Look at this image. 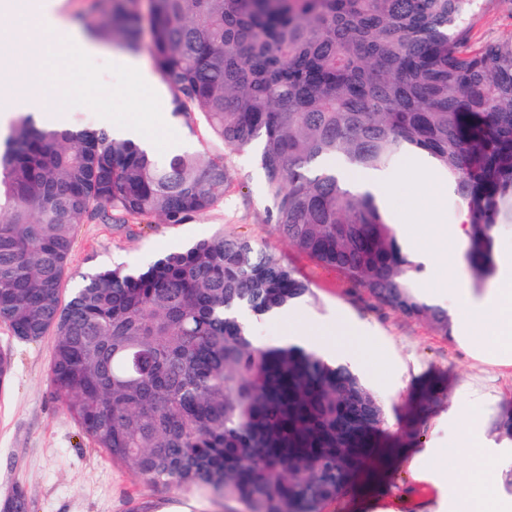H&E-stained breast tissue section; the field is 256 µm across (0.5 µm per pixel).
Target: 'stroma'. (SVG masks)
I'll return each mask as SVG.
<instances>
[{"label":"stroma","instance_id":"obj_1","mask_svg":"<svg viewBox=\"0 0 512 512\" xmlns=\"http://www.w3.org/2000/svg\"><path fill=\"white\" fill-rule=\"evenodd\" d=\"M475 39L512 38V0H476L466 20ZM171 93L162 90L161 110L179 137L177 150H196L203 157L226 156L234 179L214 209L183 224L79 225L74 234L68 287L83 274L100 268L143 266L184 249L217 231L244 235L265 244L295 269L315 293L289 310V319L253 320L254 340L277 345L289 321L317 328L344 320L361 330L374 346L381 373L363 377L387 413L386 428L398 434L409 418L418 384L426 378L440 386L438 399L422 418L418 437L397 449L385 474L350 496L331 503L327 512H438L448 497L432 478L418 479L409 464L424 449L450 448L455 421L470 400H477L484 446L500 458L491 483L512 468V442L492 430L496 416L512 406V365L477 358L455 336L441 335L431 324L380 305L364 289L346 283L333 268L297 252L267 222L270 206L264 176L250 151L226 153L201 116L172 113ZM53 336L21 341L0 323V348L11 351L12 375L0 390V504L15 487L24 488L33 512H224L223 501L190 490L150 485L113 465L80 431L55 399L50 384Z\"/></svg>","mask_w":512,"mask_h":512}]
</instances>
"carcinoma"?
Segmentation results:
<instances>
[{"mask_svg": "<svg viewBox=\"0 0 512 512\" xmlns=\"http://www.w3.org/2000/svg\"><path fill=\"white\" fill-rule=\"evenodd\" d=\"M474 0H108L88 34L154 55L173 113L201 114L228 151L253 146L268 223L297 251L444 336L374 196L340 177L407 150L448 176L468 214L474 285L512 224V39L471 43ZM222 157L162 158L105 128L18 117L0 151V323L54 336L57 401L113 464L246 512H324L351 494L385 410L349 365L255 344L256 318L316 299L246 236L218 232L139 269H103L63 298L88 222L183 224L224 200ZM493 430L512 441V409ZM3 507L32 512L17 487Z\"/></svg>", "mask_w": 512, "mask_h": 512, "instance_id": "carcinoma-1", "label": "carcinoma"}]
</instances>
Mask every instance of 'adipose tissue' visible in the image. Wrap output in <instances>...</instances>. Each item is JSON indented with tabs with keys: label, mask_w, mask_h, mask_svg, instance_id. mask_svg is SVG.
<instances>
[{
	"label": "adipose tissue",
	"mask_w": 512,
	"mask_h": 512,
	"mask_svg": "<svg viewBox=\"0 0 512 512\" xmlns=\"http://www.w3.org/2000/svg\"><path fill=\"white\" fill-rule=\"evenodd\" d=\"M456 447L437 448L439 480L452 491V512H512L490 487L487 476L498 461L480 446V424L477 407H470L458 423Z\"/></svg>",
	"instance_id": "ef3b65f1"
}]
</instances>
